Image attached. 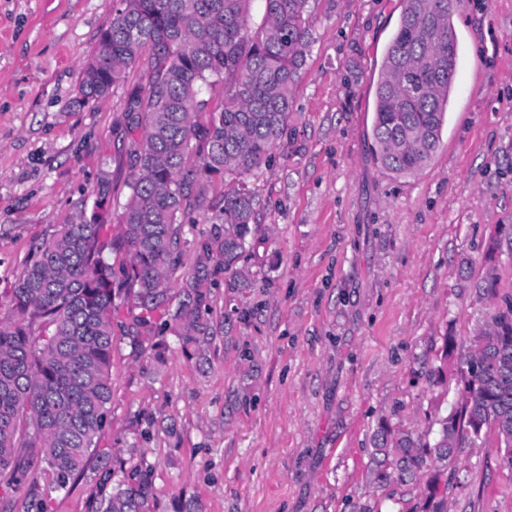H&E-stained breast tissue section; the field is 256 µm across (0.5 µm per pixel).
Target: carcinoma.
<instances>
[{"mask_svg":"<svg viewBox=\"0 0 512 512\" xmlns=\"http://www.w3.org/2000/svg\"><path fill=\"white\" fill-rule=\"evenodd\" d=\"M120 0L83 67L71 108L107 95L127 70L147 64L146 91L128 93L143 128L130 155L133 173L121 231L105 236L102 212L77 205L70 222L35 248L11 288V315L0 319V490L26 488V512H43L40 480L59 488L91 467L112 399L110 365L116 300L139 314L126 335L172 329L184 352L216 332L207 282L237 264L258 227L256 198L246 179L269 165L288 136L293 99L311 44L309 0ZM457 64L452 0H401L398 26L376 88L371 149L395 175L421 171L437 151ZM220 89L210 107L203 93ZM205 121H199L202 114ZM224 176V197L212 208L219 223L194 244L188 277L175 294L169 273L190 240L184 219L196 181ZM512 253V225L497 226L487 249L484 287L496 285L495 256ZM128 260L111 262V255ZM164 317L153 321L154 314ZM45 336L33 334V325ZM455 363L457 405L438 420L432 445L381 425L372 439L374 480L417 482L429 463H453L461 449L493 435L512 468V302L490 316L472 351L445 337ZM94 512H150L152 485L128 477L114 486L101 461Z\"/></svg>","mask_w":512,"mask_h":512,"instance_id":"cac0c4a2","label":"carcinoma"}]
</instances>
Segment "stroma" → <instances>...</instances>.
<instances>
[{"instance_id":"35a3bbf8","label":"stroma","mask_w":512,"mask_h":512,"mask_svg":"<svg viewBox=\"0 0 512 512\" xmlns=\"http://www.w3.org/2000/svg\"><path fill=\"white\" fill-rule=\"evenodd\" d=\"M401 0H309L313 37L287 139L249 185L259 228L244 281L217 277L221 332L164 362L117 335L99 448L146 473L151 512H428L426 484L372 478L379 422L427 441L457 401L446 336L469 348L512 299V255L481 285L495 225L512 224V0H454L458 67L438 150L412 176L370 150L376 88ZM113 0H0V318L36 244L93 206L101 172L125 201L128 89L69 107ZM189 239L213 231L222 181H201ZM495 438L442 473L448 512H512ZM97 472L44 486L46 512H89Z\"/></svg>"}]
</instances>
